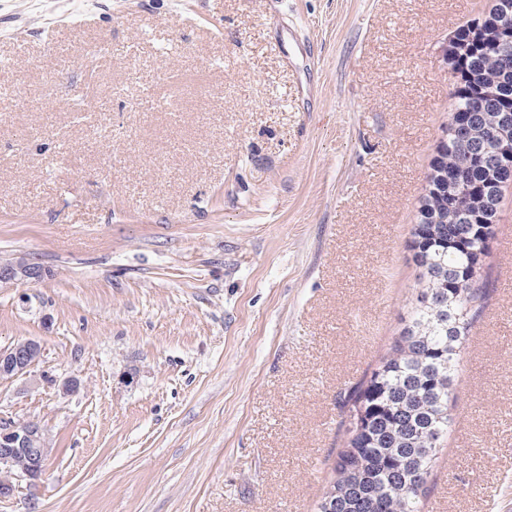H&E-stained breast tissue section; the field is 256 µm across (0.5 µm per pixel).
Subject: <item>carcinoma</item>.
Returning a JSON list of instances; mask_svg holds the SVG:
<instances>
[{"mask_svg":"<svg viewBox=\"0 0 512 512\" xmlns=\"http://www.w3.org/2000/svg\"><path fill=\"white\" fill-rule=\"evenodd\" d=\"M486 17L512 22V0ZM480 18L454 35L449 95L453 112L436 146L408 248L421 282L408 323L369 378L343 399L350 426L318 512H419L442 440L453 425L450 402L481 301L506 185L473 157L458 130L490 131L512 113V42L486 44Z\"/></svg>","mask_w":512,"mask_h":512,"instance_id":"carcinoma-1","label":"carcinoma"}]
</instances>
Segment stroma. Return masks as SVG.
Returning <instances> with one entry per match:
<instances>
[{
    "label": "stroma",
    "instance_id": "35a3bbf8",
    "mask_svg": "<svg viewBox=\"0 0 512 512\" xmlns=\"http://www.w3.org/2000/svg\"><path fill=\"white\" fill-rule=\"evenodd\" d=\"M494 0H0V512H316L419 288L443 48ZM512 187L421 512H512ZM78 376V393L63 394ZM32 277V267L23 259L0 264V283L24 282ZM34 350L33 359H24L23 353ZM42 347L34 339L17 342L11 346L0 348V380H14L26 376L36 368L41 361ZM49 452L45 430L40 424L0 416V471L7 475L0 487L2 496L11 494L16 482L39 481Z\"/></svg>",
    "mask_w": 512,
    "mask_h": 512
}]
</instances>
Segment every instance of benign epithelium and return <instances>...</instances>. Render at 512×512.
Listing matches in <instances>:
<instances>
[{"label": "benign epithelium", "instance_id": "7a95c632", "mask_svg": "<svg viewBox=\"0 0 512 512\" xmlns=\"http://www.w3.org/2000/svg\"><path fill=\"white\" fill-rule=\"evenodd\" d=\"M32 277V267L23 259L0 264V283L24 282ZM42 347L34 339L0 348V380L26 376L41 361ZM50 452L43 427L33 421L16 422L0 416V471L7 479L0 493H12L19 481L34 484L43 475Z\"/></svg>", "mask_w": 512, "mask_h": 512}]
</instances>
